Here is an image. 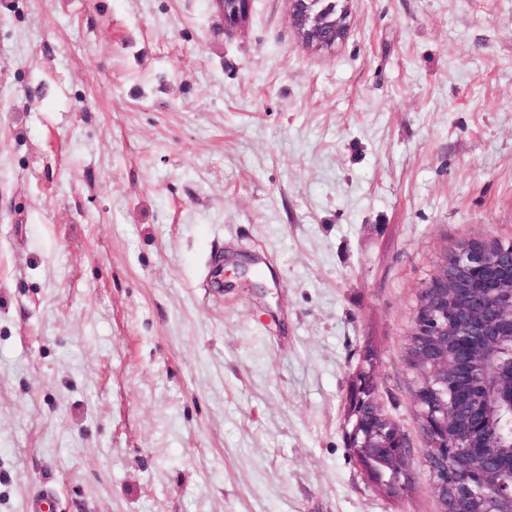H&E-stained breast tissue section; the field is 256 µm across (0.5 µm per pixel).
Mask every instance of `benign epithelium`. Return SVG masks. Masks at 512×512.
Returning <instances> with one entry per match:
<instances>
[{
  "label": "benign epithelium",
  "mask_w": 512,
  "mask_h": 512,
  "mask_svg": "<svg viewBox=\"0 0 512 512\" xmlns=\"http://www.w3.org/2000/svg\"><path fill=\"white\" fill-rule=\"evenodd\" d=\"M314 2L289 0L291 24L306 47L330 52L346 40L349 14L329 23ZM414 321L423 464L442 512H474V497L481 512H512V245L481 238L447 254L420 291ZM436 390L449 399L425 409ZM406 458L384 463L402 486L413 480Z\"/></svg>",
  "instance_id": "7a95c632"
}]
</instances>
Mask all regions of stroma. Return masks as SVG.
<instances>
[{
  "label": "stroma",
  "instance_id": "35a3bbf8",
  "mask_svg": "<svg viewBox=\"0 0 512 512\" xmlns=\"http://www.w3.org/2000/svg\"><path fill=\"white\" fill-rule=\"evenodd\" d=\"M0 0V512H441L407 361L512 244V0ZM416 478L369 482L351 382ZM317 9L330 19L336 17L342 0H320ZM291 24L299 40L306 47L318 52H330L343 43L350 30L347 8L336 17L333 24L327 22L312 6L315 0H289Z\"/></svg>",
  "mask_w": 512,
  "mask_h": 512
}]
</instances>
